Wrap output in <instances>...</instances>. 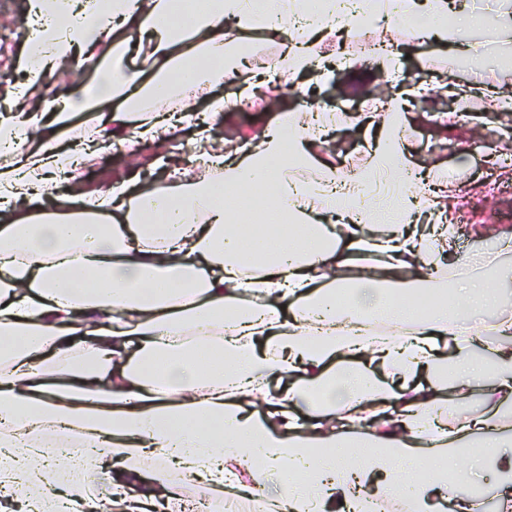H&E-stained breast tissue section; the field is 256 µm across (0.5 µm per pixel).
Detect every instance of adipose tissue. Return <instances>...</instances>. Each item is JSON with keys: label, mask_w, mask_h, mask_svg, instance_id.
<instances>
[{"label": "adipose tissue", "mask_w": 512, "mask_h": 512, "mask_svg": "<svg viewBox=\"0 0 512 512\" xmlns=\"http://www.w3.org/2000/svg\"><path fill=\"white\" fill-rule=\"evenodd\" d=\"M335 9L336 0H31L41 21L24 57L32 104L0 118V148L26 147L0 169V448L13 453L0 465V512H151L179 498L188 476L238 497L275 480L265 512H360L390 492L413 512L444 502L478 512L460 493L467 471L442 475L474 436L470 460L512 475V436L500 426L512 415L511 315L492 325L487 408L455 407L489 367L452 317L496 296L469 277L439 297L454 235L445 185L413 184L389 206L395 224L377 229L375 212L337 201L342 172L318 153L314 108L279 112L242 157L200 129L194 171L171 181L109 194L58 185L81 174L67 137L87 159L107 141L161 143L174 137L185 90L202 95L238 76L262 89L264 75L242 74L235 52L254 35L290 25L311 34L274 67L292 90L317 68V19ZM368 14L464 52L473 32L512 35V12L479 18L471 0H372ZM83 55L99 69L92 90L37 98ZM132 55L140 65L120 67ZM428 90L422 80L390 98L364 182L409 169L398 132L410 93ZM111 100L125 111L74 124V113ZM229 196L250 198L248 212L229 208ZM424 210L433 220L421 227ZM378 313L407 338L371 335L366 320ZM104 464L115 470L106 500L94 491ZM147 478L148 495H134Z\"/></svg>", "instance_id": "ef3b65f1"}]
</instances>
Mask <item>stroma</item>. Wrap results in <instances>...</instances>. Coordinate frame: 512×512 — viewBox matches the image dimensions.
Masks as SVG:
<instances>
[{
    "mask_svg": "<svg viewBox=\"0 0 512 512\" xmlns=\"http://www.w3.org/2000/svg\"><path fill=\"white\" fill-rule=\"evenodd\" d=\"M30 22L27 0H0V103L26 104L25 99L13 98L11 91L27 79L21 60ZM479 38L486 45L481 56L459 57L435 38L408 41L396 25L362 26L350 40L332 35L327 45L340 66L328 78L301 75L286 101L310 99L326 109L364 100L379 104L385 83L404 89L426 77L433 90L408 106L405 151L426 177L452 184L448 210L459 228L453 239L456 253L494 250L503 259L507 253L500 248V237L512 235V110L495 109L491 87L498 80L512 81V44L495 42L487 31ZM239 91V85L222 83L196 105L198 113L211 115L214 138L226 144L240 135L260 134L281 103L266 93L249 110L213 117L214 102ZM373 134L363 123L336 126L327 135L328 155L336 164L364 169ZM152 153L146 146H112L86 170V180L110 189L106 175L115 169L141 184L162 180Z\"/></svg>",
    "mask_w": 512,
    "mask_h": 512,
    "instance_id": "stroma-1",
    "label": "stroma"
}]
</instances>
